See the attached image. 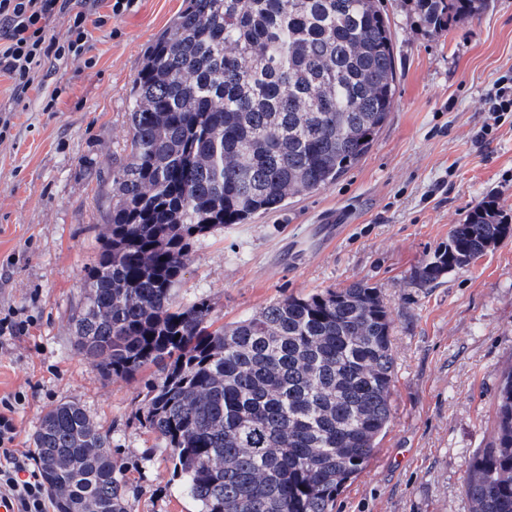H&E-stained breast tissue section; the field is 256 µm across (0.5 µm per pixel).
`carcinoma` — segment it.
I'll list each match as a JSON object with an SVG mask.
<instances>
[{
	"instance_id": "carcinoma-1",
	"label": "carcinoma",
	"mask_w": 512,
	"mask_h": 512,
	"mask_svg": "<svg viewBox=\"0 0 512 512\" xmlns=\"http://www.w3.org/2000/svg\"><path fill=\"white\" fill-rule=\"evenodd\" d=\"M442 30L488 0H412ZM381 0H188L130 89L126 154L75 345L107 378L145 372L141 424L199 512H333L391 421V313L354 282L284 296L213 327L176 288L200 238L324 188L358 163L397 91ZM512 235L476 206L417 272L422 287ZM34 452L55 512H130L109 436L76 402L49 408ZM471 512H512V371L498 431L468 466Z\"/></svg>"
}]
</instances>
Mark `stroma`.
I'll return each instance as SVG.
<instances>
[{"instance_id": "35a3bbf8", "label": "stroma", "mask_w": 512, "mask_h": 512, "mask_svg": "<svg viewBox=\"0 0 512 512\" xmlns=\"http://www.w3.org/2000/svg\"><path fill=\"white\" fill-rule=\"evenodd\" d=\"M187 4L138 0L92 30L81 59L46 65L23 101L0 77L11 114L0 136V318L29 325L0 338V398L23 397L14 446L32 451L44 412L79 403L128 469L132 512L199 506L138 419L143 378L105 379L78 351L71 317L112 213L132 83ZM383 6L399 82L369 152L334 184L196 241L176 301L208 299L221 325L285 295L377 287L394 323L392 417L334 512H470L468 465L496 437L512 369V237L434 287L414 273L479 203L495 200L512 224V112L497 119L484 103L512 77V0L442 31L420 25L410 0Z\"/></svg>"}]
</instances>
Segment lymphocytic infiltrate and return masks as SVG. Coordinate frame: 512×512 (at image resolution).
<instances>
[{
  "instance_id": "1",
  "label": "lymphocytic infiltrate",
  "mask_w": 512,
  "mask_h": 512,
  "mask_svg": "<svg viewBox=\"0 0 512 512\" xmlns=\"http://www.w3.org/2000/svg\"><path fill=\"white\" fill-rule=\"evenodd\" d=\"M100 0H0V76L11 82L16 100L41 84L46 64L76 58L88 50L91 28L103 27L110 15L130 10L134 0H114L109 14ZM70 20L64 40L49 36L57 16ZM15 406L0 400V512H49L42 474L30 453L14 446Z\"/></svg>"
}]
</instances>
